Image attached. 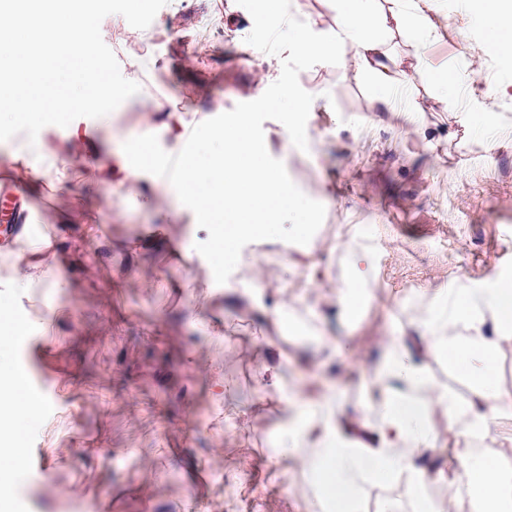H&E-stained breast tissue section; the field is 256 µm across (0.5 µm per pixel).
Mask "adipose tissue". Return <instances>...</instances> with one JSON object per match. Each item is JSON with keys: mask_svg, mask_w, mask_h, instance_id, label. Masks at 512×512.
<instances>
[{"mask_svg": "<svg viewBox=\"0 0 512 512\" xmlns=\"http://www.w3.org/2000/svg\"><path fill=\"white\" fill-rule=\"evenodd\" d=\"M336 31L331 39L315 41L297 33L289 42L293 52L320 63L335 59L339 47L351 46L359 78L371 80L381 102H389L401 66L388 48V34L406 29V17L380 7L379 0H333ZM483 22L490 33L489 52L512 53V0H483ZM186 113L172 112L163 127L174 142L168 152L155 143L153 129L123 138L114 154V169L127 192L155 184L168 167H175L180 197L194 211V221L209 230V258L223 270L248 242L273 232L283 211L304 204L282 173L258 154L259 141L251 114L243 113L213 129L224 143V160L211 169L201 185L195 160H184L178 144L188 130ZM0 253L15 258L12 283L29 288L44 283L53 268V242L24 251L16 242L0 243ZM312 268L286 260L280 265L278 288L262 302V310L279 321L282 332H293L289 308L299 302L288 288ZM371 269L366 255L353 254L336 306L349 323L359 322L370 296ZM418 337L406 344L398 336L385 340V354L375 373V385L354 405H347L333 386L310 399L312 413L284 436L296 447L294 470L321 492L333 512H356L363 486L388 487L405 481L412 512H433L425 490L436 482L448 484L447 512H462L471 503L476 512H512V476L496 456L477 448L491 437L501 418L512 416V390L502 385L498 363L504 347L512 346V277L488 288L462 282L436 289L422 307ZM24 333L8 303L0 301V498L6 479L21 475L23 442L39 421L41 396L24 387L6 353ZM443 359L466 383L470 397L458 401L437 386L430 362ZM445 428H437V419Z\"/></svg>", "mask_w": 512, "mask_h": 512, "instance_id": "obj_1", "label": "adipose tissue"}]
</instances>
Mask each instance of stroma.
<instances>
[{"label":"stroma","instance_id":"stroma-1","mask_svg":"<svg viewBox=\"0 0 512 512\" xmlns=\"http://www.w3.org/2000/svg\"><path fill=\"white\" fill-rule=\"evenodd\" d=\"M394 7L431 33L420 52L408 32L389 36L404 65L388 106L356 78L352 48L327 64L288 51L289 31L331 36V0H283L277 11L265 0H168L143 30L116 14L102 21L122 75L142 85L113 112L114 127L139 133L145 115L189 113L200 131L180 147L204 171L223 155L207 129L252 112L270 164L309 203V241L245 245L224 278L175 188L125 194L95 119L40 132L50 155L77 136L95 147L63 184L32 177L25 135L0 142L30 221L56 244L60 282L13 288L12 260L0 256V299L27 324L11 358L45 399L11 512H323L293 470L295 449L271 445L297 423L281 390L314 391L328 374L355 403L363 368L384 354L381 337L411 331L423 292L512 276V58L487 52L470 0ZM443 69L459 77L447 96L432 81ZM285 85L309 101L301 149L287 145L280 113L262 106ZM347 240L369 251L373 270V298L355 325L320 289L342 284ZM308 245L316 281L293 287L310 336L286 338L275 318L255 313L250 275L264 267L275 287L282 258ZM316 338L336 345L329 366ZM275 350L288 364L274 386L265 377Z\"/></svg>","mask_w":512,"mask_h":512}]
</instances>
